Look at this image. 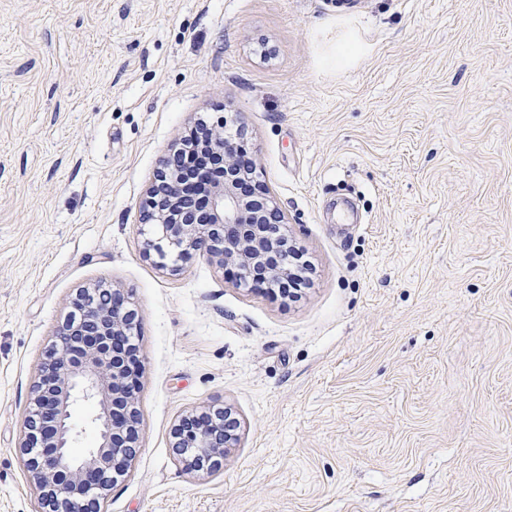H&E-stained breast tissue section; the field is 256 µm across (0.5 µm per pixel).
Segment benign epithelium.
<instances>
[{
    "label": "benign epithelium",
    "instance_id": "benign-epithelium-1",
    "mask_svg": "<svg viewBox=\"0 0 512 512\" xmlns=\"http://www.w3.org/2000/svg\"><path fill=\"white\" fill-rule=\"evenodd\" d=\"M183 142L157 170L145 191L140 223L155 238L146 254L161 259L167 250L181 261L205 254L237 282L274 281L286 274L269 259L295 249L279 207L254 160L243 161L242 146L208 130L201 148L224 157V177L208 186L203 211L195 207L193 187L176 165ZM140 314L130 297L105 282L78 290L32 388L20 448L31 473L42 512H100V501L127 475L137 455L140 415L138 351L127 338L138 335ZM95 402L101 429L96 445L78 461L68 449L76 393ZM231 410L204 404L173 427V448L190 473L209 474L228 456L237 434H224L214 416Z\"/></svg>",
    "mask_w": 512,
    "mask_h": 512
}]
</instances>
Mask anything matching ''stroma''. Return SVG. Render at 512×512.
<instances>
[{
	"mask_svg": "<svg viewBox=\"0 0 512 512\" xmlns=\"http://www.w3.org/2000/svg\"><path fill=\"white\" fill-rule=\"evenodd\" d=\"M225 119L296 296L143 250L161 159ZM96 281L142 316L105 512H512V0H0V512H37L23 418ZM206 403L239 442L193 475L171 431Z\"/></svg>",
	"mask_w": 512,
	"mask_h": 512,
	"instance_id": "obj_1",
	"label": "stroma"
}]
</instances>
